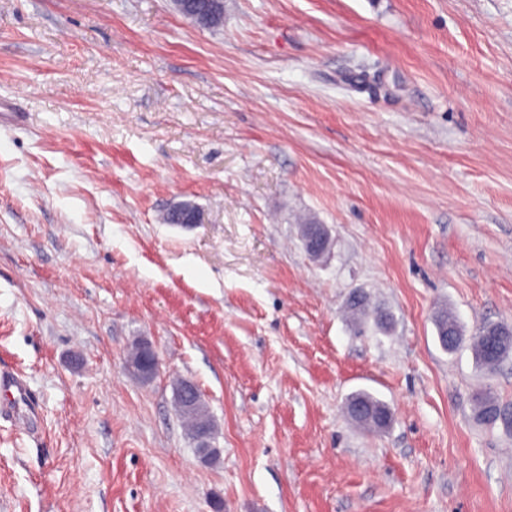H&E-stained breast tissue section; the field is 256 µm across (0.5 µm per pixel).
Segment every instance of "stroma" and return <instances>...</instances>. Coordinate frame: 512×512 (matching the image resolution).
<instances>
[{
  "instance_id": "obj_1",
  "label": "stroma",
  "mask_w": 512,
  "mask_h": 512,
  "mask_svg": "<svg viewBox=\"0 0 512 512\" xmlns=\"http://www.w3.org/2000/svg\"><path fill=\"white\" fill-rule=\"evenodd\" d=\"M442 308L512 324V0H0V368L37 401L0 512H512V432L471 411L512 359L445 351ZM182 0H174L176 5L180 4ZM182 15H198L204 14L210 17V26L212 28L219 27L224 21V4L221 2H213L210 0H184L181 3ZM188 18V17H187ZM140 357L127 362V368L132 372L143 376L146 380L153 379L159 372V356L151 343H142ZM348 411L352 419L356 421H370L378 428H387L393 420L392 410L387 405L372 408L355 402L348 405Z\"/></svg>"
}]
</instances>
